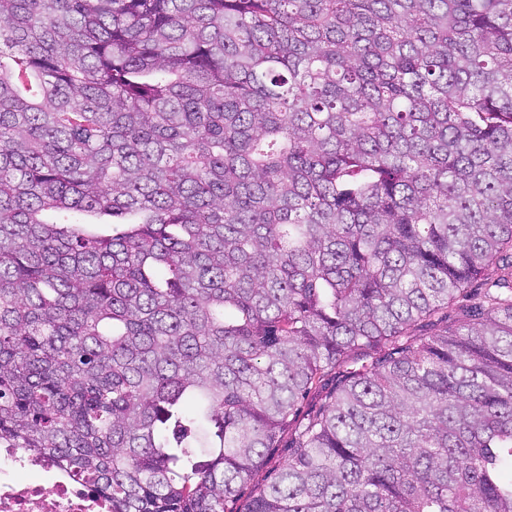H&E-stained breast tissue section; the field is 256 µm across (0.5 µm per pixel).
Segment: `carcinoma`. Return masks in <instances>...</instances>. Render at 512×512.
I'll return each mask as SVG.
<instances>
[{"label":"carcinoma","instance_id":"obj_1","mask_svg":"<svg viewBox=\"0 0 512 512\" xmlns=\"http://www.w3.org/2000/svg\"><path fill=\"white\" fill-rule=\"evenodd\" d=\"M285 431L240 512H512V0H0V448L230 512ZM289 453L288 432H285L278 444V448L272 451L266 464L257 469L253 474L252 480L240 489L237 506L243 505L257 487L272 482L280 467L288 462Z\"/></svg>","mask_w":512,"mask_h":512}]
</instances>
